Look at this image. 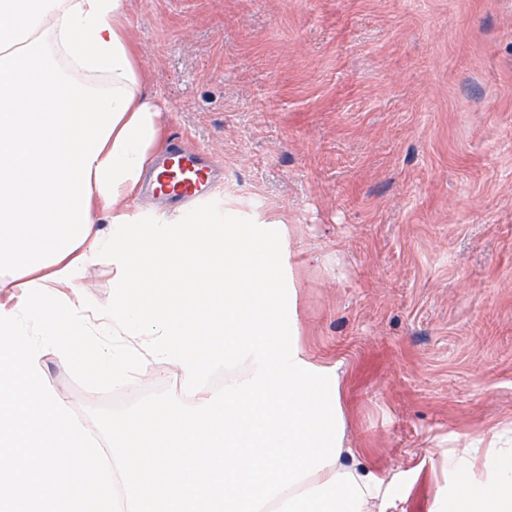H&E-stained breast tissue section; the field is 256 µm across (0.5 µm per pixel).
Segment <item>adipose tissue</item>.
Here are the masks:
<instances>
[{
	"mask_svg": "<svg viewBox=\"0 0 512 512\" xmlns=\"http://www.w3.org/2000/svg\"><path fill=\"white\" fill-rule=\"evenodd\" d=\"M126 0H0V289L62 270L127 214L162 129ZM430 512H512V430L438 449ZM392 489L343 448L268 512H386Z\"/></svg>",
	"mask_w": 512,
	"mask_h": 512,
	"instance_id": "obj_1",
	"label": "adipose tissue"
}]
</instances>
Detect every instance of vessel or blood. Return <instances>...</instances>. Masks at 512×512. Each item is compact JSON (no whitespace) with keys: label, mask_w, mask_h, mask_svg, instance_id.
Masks as SVG:
<instances>
[{"label":"vessel or blood","mask_w":512,"mask_h":512,"mask_svg":"<svg viewBox=\"0 0 512 512\" xmlns=\"http://www.w3.org/2000/svg\"><path fill=\"white\" fill-rule=\"evenodd\" d=\"M220 177V171L198 152L172 145L149 173L146 188L173 208H182L205 197Z\"/></svg>","instance_id":"1"}]
</instances>
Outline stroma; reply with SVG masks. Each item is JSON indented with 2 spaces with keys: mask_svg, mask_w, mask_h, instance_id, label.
<instances>
[{
  "mask_svg": "<svg viewBox=\"0 0 512 512\" xmlns=\"http://www.w3.org/2000/svg\"><path fill=\"white\" fill-rule=\"evenodd\" d=\"M126 30L213 201L287 224L347 443L429 512L431 449L512 421V0H127Z\"/></svg>",
  "mask_w": 512,
  "mask_h": 512,
  "instance_id": "35a3bbf8",
  "label": "stroma"
}]
</instances>
